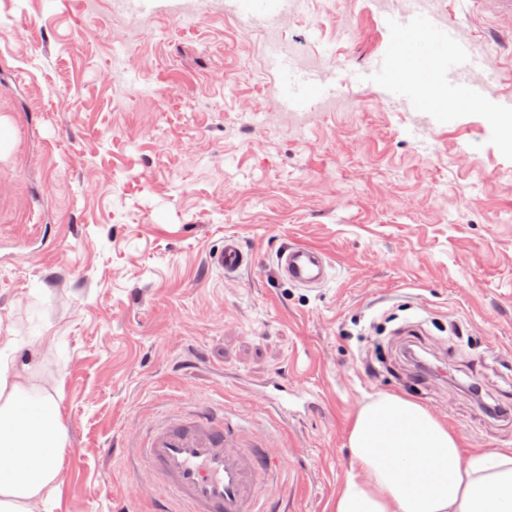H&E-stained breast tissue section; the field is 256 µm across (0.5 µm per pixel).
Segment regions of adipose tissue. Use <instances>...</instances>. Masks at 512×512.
Instances as JSON below:
<instances>
[{
    "label": "adipose tissue",
    "mask_w": 512,
    "mask_h": 512,
    "mask_svg": "<svg viewBox=\"0 0 512 512\" xmlns=\"http://www.w3.org/2000/svg\"><path fill=\"white\" fill-rule=\"evenodd\" d=\"M32 413L20 418L18 407ZM66 430L53 395L0 373V512H42L61 472ZM362 471L336 512H512V448L464 454L461 436L420 405L382 393L349 433Z\"/></svg>",
    "instance_id": "obj_1"
}]
</instances>
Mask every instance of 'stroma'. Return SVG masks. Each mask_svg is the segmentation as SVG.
I'll use <instances>...</instances> for the list:
<instances>
[{
    "instance_id": "1",
    "label": "stroma",
    "mask_w": 512,
    "mask_h": 512,
    "mask_svg": "<svg viewBox=\"0 0 512 512\" xmlns=\"http://www.w3.org/2000/svg\"><path fill=\"white\" fill-rule=\"evenodd\" d=\"M225 0H0V365L54 392L67 442L47 512H153L129 470L164 415L221 405L288 449L281 512H334L360 470L348 434L381 392L448 423L467 451L512 448V19L435 0L456 41L495 63L482 101L405 108L356 72L389 58L423 85L420 42L393 50L403 0H309L279 30L338 112H285L262 29ZM252 261L210 264L225 236ZM289 244L323 249L317 289L281 279ZM446 367L416 372L407 346ZM313 409L258 407L271 378Z\"/></svg>"
}]
</instances>
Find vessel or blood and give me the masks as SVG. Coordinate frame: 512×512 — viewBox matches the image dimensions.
<instances>
[{"label":"vessel or blood","instance_id":"1","mask_svg":"<svg viewBox=\"0 0 512 512\" xmlns=\"http://www.w3.org/2000/svg\"><path fill=\"white\" fill-rule=\"evenodd\" d=\"M389 25L400 49H411L419 40L429 45L432 56L440 61V96L453 97L463 86L473 99L487 91L486 83H473L474 67L465 51L449 49L448 25L439 15L419 5L393 17ZM376 77L389 83L393 95L403 103L414 102L418 96V84L393 81L390 68L377 69ZM324 88L319 74L308 73L301 84L282 86V103L287 110H303L310 96ZM248 262L234 236L225 237L223 248L211 256L212 265L227 273ZM277 268L281 278L312 286L326 281L329 264L323 251L300 244L278 252ZM304 398L303 392L290 391L286 384L273 381L267 384L261 402L265 411L284 418ZM140 455L181 512H261L262 504L269 501V488L287 471L290 459L285 451L269 453L240 419L213 407L174 415L152 429Z\"/></svg>","mask_w":512,"mask_h":512}]
</instances>
